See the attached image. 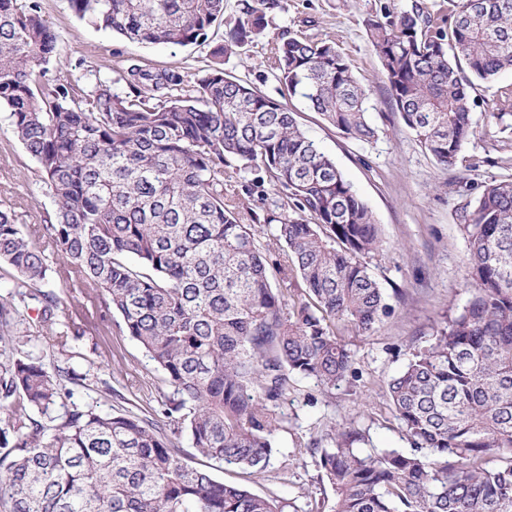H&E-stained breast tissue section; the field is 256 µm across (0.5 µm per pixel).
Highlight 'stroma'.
I'll use <instances>...</instances> for the list:
<instances>
[{"mask_svg":"<svg viewBox=\"0 0 512 512\" xmlns=\"http://www.w3.org/2000/svg\"><path fill=\"white\" fill-rule=\"evenodd\" d=\"M410 9L415 0H286L259 38L225 56L224 71L279 98L273 77L274 49L281 37L311 36L336 40L369 93L374 138L359 141L340 133L312 112L303 99H289L306 134L334 159L344 177L368 205L385 246L369 261L393 313L375 333L360 335L340 329L339 335L355 355L357 376L335 389L321 391L311 379L300 380L282 403L283 422L276 434L278 455L270 477L255 480L251 490L275 494L286 501L285 512H314V505L331 496L321 480L314 443L329 426L358 432L356 446L369 454L402 448L406 442L389 406L386 381L404 369L413 355L428 347L445 322L468 303L472 286L464 265L467 242L460 226L461 207L484 185L512 177V108L502 109L500 88L512 87V71L495 84H479L475 118L479 132L453 169H442L406 128L397 112L381 64L367 37L366 23L383 2ZM42 14L58 38L59 55L50 74L66 71L77 89L98 84L122 92L121 75L133 63L158 70L192 74L212 64V49L238 18L239 0H224V24L213 27L205 45H145L129 42L81 20L69 0H40ZM0 209L10 211L24 232L48 223L56 205L39 166L15 138L8 110L0 107ZM53 273L43 291L58 299L60 323L81 322L87 330L59 349L40 326L37 308H30L22 327V351L47 368L74 370L88 379L72 386L71 396L59 399L54 411L97 401L100 408L123 407L152 418L169 393L141 347L108 310L104 296L80 287L64 276L60 257L47 248ZM111 393H104V386Z\"/></svg>","mask_w":512,"mask_h":512,"instance_id":"1","label":"stroma"}]
</instances>
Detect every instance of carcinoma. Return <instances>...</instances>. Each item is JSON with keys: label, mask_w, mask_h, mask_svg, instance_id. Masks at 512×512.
Here are the masks:
<instances>
[{"label": "carcinoma", "mask_w": 512, "mask_h": 512, "mask_svg": "<svg viewBox=\"0 0 512 512\" xmlns=\"http://www.w3.org/2000/svg\"><path fill=\"white\" fill-rule=\"evenodd\" d=\"M76 15L139 44L205 42L224 0H70ZM284 0H241L214 64L189 76L129 66L119 94L47 76L57 39L39 0H0V104L55 199L27 236L0 211V262L41 327L64 348L52 267L95 288L171 389L161 416L97 403L51 415L66 384L21 355L24 313L0 296V507L3 512H283L273 495L186 463L205 458L248 480L277 453L279 408L301 379L325 391L355 377L342 326L373 334L392 307L366 258L383 239L369 207L288 106L224 74L222 57L262 33ZM367 35L405 126L453 168L476 136L473 92L512 70V0H448V13L384 5ZM281 95L300 96L367 141L368 92L332 40L283 37ZM249 170L252 178L239 174ZM472 297L387 382L408 448L362 454L332 427L316 448L333 496L319 512H512V179L461 207ZM283 248L273 255L261 234ZM305 285L288 298V273ZM180 450L182 453V456L186 458V461L195 467L198 468H205L212 472L213 476L220 480L225 482H236L238 480V474L233 469H222L214 467L215 469H210L206 466H211L210 464H215L212 461L206 459L205 457L200 456L194 448L191 447L190 442L187 440V438L183 437L180 440ZM217 465V464H215Z\"/></svg>", "instance_id": "1"}]
</instances>
